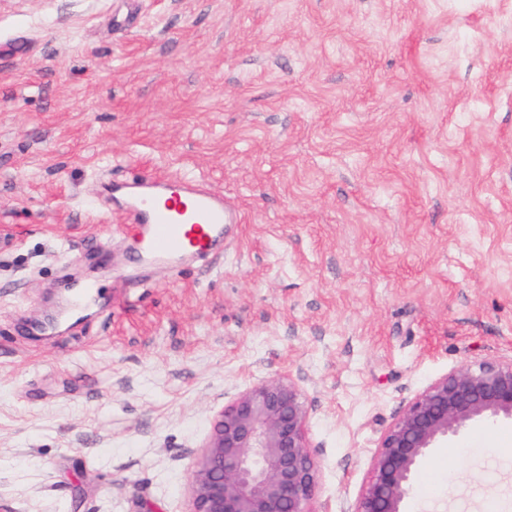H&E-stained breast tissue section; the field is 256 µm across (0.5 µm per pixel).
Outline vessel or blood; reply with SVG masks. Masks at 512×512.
<instances>
[{"label": "vessel or blood", "instance_id": "b4317fda", "mask_svg": "<svg viewBox=\"0 0 512 512\" xmlns=\"http://www.w3.org/2000/svg\"><path fill=\"white\" fill-rule=\"evenodd\" d=\"M106 190L133 229L138 261L164 265L173 275L189 259L222 253L226 227L238 221L223 194L196 180L149 177L110 182ZM98 292L96 282L84 281L74 290L72 312L82 313Z\"/></svg>", "mask_w": 512, "mask_h": 512}]
</instances>
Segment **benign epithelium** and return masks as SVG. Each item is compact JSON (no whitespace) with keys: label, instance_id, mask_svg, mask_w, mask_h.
Returning <instances> with one entry per match:
<instances>
[{"label":"benign epithelium","instance_id":"benign-epithelium-1","mask_svg":"<svg viewBox=\"0 0 512 512\" xmlns=\"http://www.w3.org/2000/svg\"><path fill=\"white\" fill-rule=\"evenodd\" d=\"M308 416L289 378L239 393L192 453L188 512H313L318 464L308 451ZM500 419L512 420V358H487L435 380L384 432L353 512H407L429 452L473 422Z\"/></svg>","mask_w":512,"mask_h":512}]
</instances>
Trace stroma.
Returning a JSON list of instances; mask_svg holds the SVG:
<instances>
[{"label": "stroma", "mask_w": 512, "mask_h": 512, "mask_svg": "<svg viewBox=\"0 0 512 512\" xmlns=\"http://www.w3.org/2000/svg\"><path fill=\"white\" fill-rule=\"evenodd\" d=\"M243 221L147 272L101 186ZM79 324L33 336L65 288ZM512 357V0H0V506L186 512L243 390L305 392L317 512L439 377ZM512 422L433 449L409 512H512ZM73 291L71 310L74 314H80L94 300L99 293V288L96 282L86 280L78 288H74Z\"/></svg>", "instance_id": "1"}]
</instances>
